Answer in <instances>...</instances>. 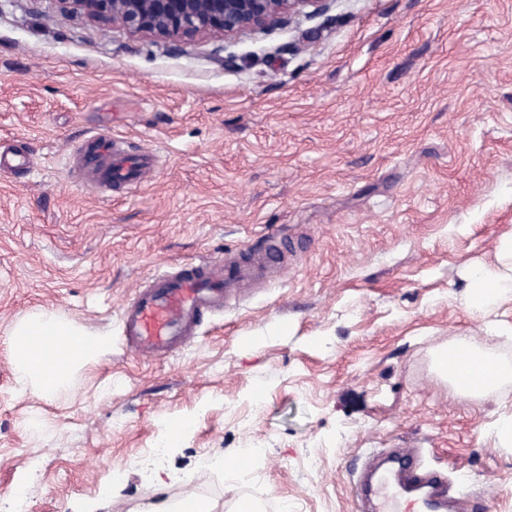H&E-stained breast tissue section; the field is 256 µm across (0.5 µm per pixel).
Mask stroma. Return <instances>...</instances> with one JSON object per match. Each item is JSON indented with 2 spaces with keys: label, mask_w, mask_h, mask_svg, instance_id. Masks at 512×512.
Listing matches in <instances>:
<instances>
[{
  "label": "stroma",
  "mask_w": 512,
  "mask_h": 512,
  "mask_svg": "<svg viewBox=\"0 0 512 512\" xmlns=\"http://www.w3.org/2000/svg\"><path fill=\"white\" fill-rule=\"evenodd\" d=\"M100 133L162 172L88 187L76 150ZM11 144L34 165L0 175V512L17 488L31 512H141L183 482L209 512H354L375 448L419 449L462 512H512V383L475 409L433 368L460 336L512 363V303L476 320L463 299L512 233V0H332L180 44L0 0ZM271 229L293 247L236 303L168 356L128 350L121 310L153 273L249 262ZM44 309L110 349L72 388L20 396L8 335ZM186 417L166 462L138 466ZM248 442L264 460L246 481ZM202 453L223 475L197 473Z\"/></svg>",
  "instance_id": "1"
}]
</instances>
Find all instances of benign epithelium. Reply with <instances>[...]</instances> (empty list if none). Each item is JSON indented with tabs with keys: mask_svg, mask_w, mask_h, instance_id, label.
Listing matches in <instances>:
<instances>
[{
	"mask_svg": "<svg viewBox=\"0 0 512 512\" xmlns=\"http://www.w3.org/2000/svg\"><path fill=\"white\" fill-rule=\"evenodd\" d=\"M64 8L101 19L130 34L174 43L224 41L268 30L294 16L324 12L331 0H60Z\"/></svg>",
	"mask_w": 512,
	"mask_h": 512,
	"instance_id": "benign-epithelium-1",
	"label": "benign epithelium"
}]
</instances>
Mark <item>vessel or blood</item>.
Listing matches in <instances>:
<instances>
[{
	"mask_svg": "<svg viewBox=\"0 0 512 512\" xmlns=\"http://www.w3.org/2000/svg\"><path fill=\"white\" fill-rule=\"evenodd\" d=\"M83 168L96 182L131 188L156 172L155 153L128 154L115 140L92 137L81 144ZM247 278L240 265L207 261L176 272L156 273L122 311L125 337L133 354L163 356L199 326L203 312L223 309ZM387 468L369 458L353 491L358 508L371 512H451L453 504L439 472L421 467L417 450L397 449L386 457Z\"/></svg>",
	"mask_w": 512,
	"mask_h": 512,
	"instance_id": "b4317fda",
	"label": "vessel or blood"
}]
</instances>
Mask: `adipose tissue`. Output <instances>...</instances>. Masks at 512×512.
<instances>
[{
    "label": "adipose tissue",
    "instance_id": "1",
    "mask_svg": "<svg viewBox=\"0 0 512 512\" xmlns=\"http://www.w3.org/2000/svg\"><path fill=\"white\" fill-rule=\"evenodd\" d=\"M512 299V235L498 246V265L476 268L468 279L465 305L483 316L503 301ZM9 341L18 376L19 394L50 397L68 386L75 372L101 361L108 353L109 339L78 326L58 311L26 317L11 330ZM456 355L457 368L440 365V374L456 393L470 401L486 399L498 385L512 379V365L472 347L460 338L447 348Z\"/></svg>",
    "mask_w": 512,
    "mask_h": 512
}]
</instances>
